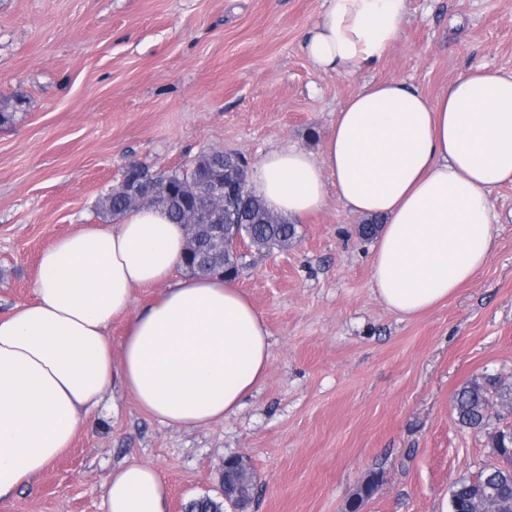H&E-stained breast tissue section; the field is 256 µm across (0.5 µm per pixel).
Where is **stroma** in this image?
Returning a JSON list of instances; mask_svg holds the SVG:
<instances>
[{
  "label": "stroma",
  "instance_id": "stroma-1",
  "mask_svg": "<svg viewBox=\"0 0 512 512\" xmlns=\"http://www.w3.org/2000/svg\"><path fill=\"white\" fill-rule=\"evenodd\" d=\"M324 0H0V317L31 301L41 251L85 224L125 168L167 172L214 149L256 167L272 149L312 152L368 81L435 99L480 65L512 73V0H408L373 68L324 72L303 36ZM487 265L433 310L389 311L371 282L361 216L328 188L292 246L247 252L237 280L270 331L261 389L237 414L177 429L108 395L71 448L0 512H106L120 463L154 465L171 504L222 498L224 462L245 457L247 512H441L459 478L497 458L461 425L456 392L492 375L512 387V184Z\"/></svg>",
  "mask_w": 512,
  "mask_h": 512
}]
</instances>
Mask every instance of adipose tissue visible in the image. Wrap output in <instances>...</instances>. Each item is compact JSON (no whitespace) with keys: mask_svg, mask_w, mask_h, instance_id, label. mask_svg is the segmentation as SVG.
Segmentation results:
<instances>
[{"mask_svg":"<svg viewBox=\"0 0 512 512\" xmlns=\"http://www.w3.org/2000/svg\"><path fill=\"white\" fill-rule=\"evenodd\" d=\"M324 2L303 44L324 71L371 67L407 16V0ZM248 179L271 211L296 221L323 208L334 182L351 213L383 220L377 298L403 317L428 312L492 255L491 193L512 184V73L471 67L434 100L401 81L363 84L321 156L279 147ZM184 247L183 225L148 207L116 226L82 225L40 254L32 300L0 319V501L71 447L111 388L190 429L236 414L262 387L264 318L234 278L175 277ZM152 287L155 296L138 298ZM168 497L158 470L127 463L112 470L106 512H168Z\"/></svg>","mask_w":512,"mask_h":512,"instance_id":"1","label":"adipose tissue"}]
</instances>
